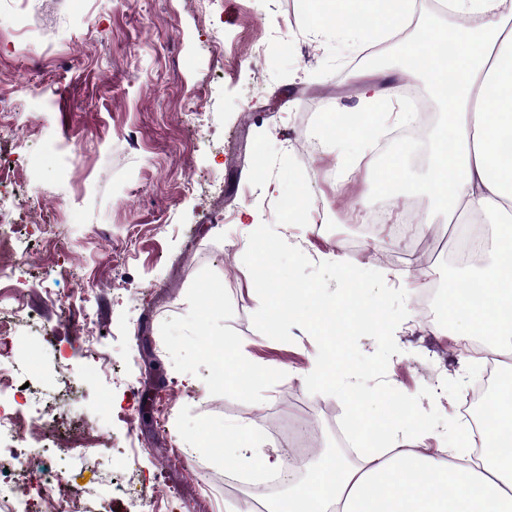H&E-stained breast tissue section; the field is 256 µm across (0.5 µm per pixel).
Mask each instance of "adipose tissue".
<instances>
[{
	"instance_id": "obj_1",
	"label": "adipose tissue",
	"mask_w": 512,
	"mask_h": 512,
	"mask_svg": "<svg viewBox=\"0 0 512 512\" xmlns=\"http://www.w3.org/2000/svg\"><path fill=\"white\" fill-rule=\"evenodd\" d=\"M413 0H309L315 25L371 44L393 34ZM445 10L476 18L467 28L441 27L403 46L407 70L427 78L448 103L423 185L434 212L448 217L479 213L494 231L481 265L465 268L482 290L474 300L448 283V313L459 341L480 337L495 348L512 342V28L501 24L504 0H441ZM357 118L379 134L388 87L366 83ZM479 439L458 432L451 448L433 456L420 449L419 427L388 435L384 445L363 432L355 464L336 458L308 467L287 494L262 501L264 512H512V374L498 382ZM481 445V463L465 464L468 448Z\"/></svg>"
}]
</instances>
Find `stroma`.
Instances as JSON below:
<instances>
[{"label": "stroma", "mask_w": 512, "mask_h": 512, "mask_svg": "<svg viewBox=\"0 0 512 512\" xmlns=\"http://www.w3.org/2000/svg\"><path fill=\"white\" fill-rule=\"evenodd\" d=\"M416 12L381 42L377 71L366 47L315 34L300 0H0V98L12 104L0 148L20 155L0 202L24 203L0 262L16 266L36 305L16 325L11 358L40 361L28 390L0 402L24 409L40 393L57 422L25 420L0 444L5 475L26 484L58 469L81 512H134V487L157 496L158 512H229L238 493L222 440L233 431L251 428L263 452L284 456L287 429L308 427L315 455L331 458L344 408L306 389L315 340L295 326L292 342L275 341L252 324L260 301L243 255L263 223L312 262L338 255L389 286L409 280L386 379L408 395L431 387L422 408L456 416L484 370L418 313L454 265L426 248L415 270L384 224L376 236L400 260L379 261L357 232L366 206L386 201L397 222L413 200L453 235L412 188L428 178L430 150L401 144L394 156L410 179L387 187L363 133L350 139L365 149L354 168L319 145V125L356 111L364 83L412 81L429 94L403 70L400 45L458 17L435 0H417ZM298 190L308 204L291 224L281 204ZM84 292L89 324L68 313ZM228 336L264 372L248 388L212 382L210 352ZM66 438L82 456L60 450Z\"/></svg>", "instance_id": "35a3bbf8"}]
</instances>
